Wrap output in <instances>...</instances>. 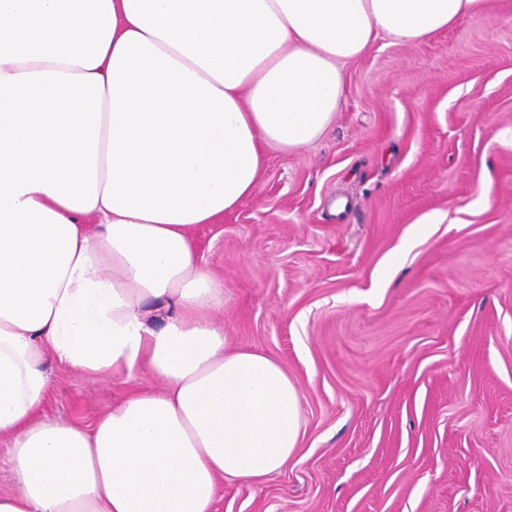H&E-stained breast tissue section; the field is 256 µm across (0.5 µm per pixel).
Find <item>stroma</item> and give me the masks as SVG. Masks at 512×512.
<instances>
[{
    "mask_svg": "<svg viewBox=\"0 0 512 512\" xmlns=\"http://www.w3.org/2000/svg\"><path fill=\"white\" fill-rule=\"evenodd\" d=\"M344 71L324 134L270 152L195 231L227 348L272 355L300 394L287 465L222 482L216 512H512V0ZM46 373L42 415L84 428L164 387Z\"/></svg>",
    "mask_w": 512,
    "mask_h": 512,
    "instance_id": "obj_1",
    "label": "stroma"
}]
</instances>
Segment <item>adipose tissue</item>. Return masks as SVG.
<instances>
[{"mask_svg":"<svg viewBox=\"0 0 512 512\" xmlns=\"http://www.w3.org/2000/svg\"><path fill=\"white\" fill-rule=\"evenodd\" d=\"M486 2L0 0V512H214L280 471L297 387L226 350L194 230L325 131L345 63ZM51 359L164 388L80 428L40 415Z\"/></svg>","mask_w":512,"mask_h":512,"instance_id":"obj_1","label":"adipose tissue"}]
</instances>
